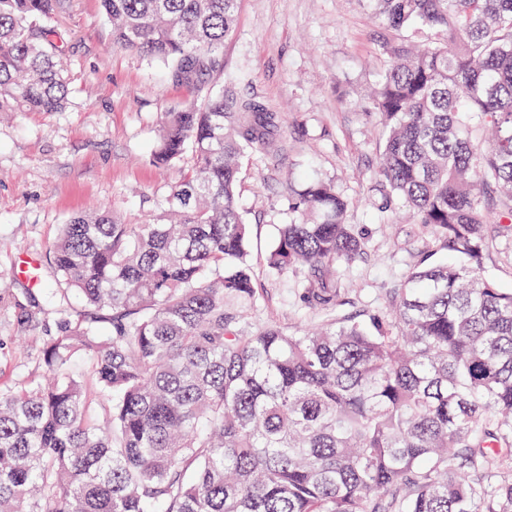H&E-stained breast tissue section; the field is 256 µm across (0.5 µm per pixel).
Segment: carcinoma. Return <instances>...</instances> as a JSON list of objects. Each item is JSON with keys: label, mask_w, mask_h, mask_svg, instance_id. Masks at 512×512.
Here are the masks:
<instances>
[{"label": "carcinoma", "mask_w": 512, "mask_h": 512, "mask_svg": "<svg viewBox=\"0 0 512 512\" xmlns=\"http://www.w3.org/2000/svg\"><path fill=\"white\" fill-rule=\"evenodd\" d=\"M58 2L0 0L1 112L65 108ZM369 2L391 33L368 92L379 212L401 204L457 260L414 267L366 324L331 317L330 271L367 241L336 186L305 176L268 267L330 319L251 326L237 187L278 151L275 117L198 80L238 0H103L114 45L194 86L150 155L194 164L157 222L99 208L60 225L61 287L13 297L25 328L54 307L57 333L53 379L0 391V512H512V291L479 267L486 225L512 227V0Z\"/></svg>", "instance_id": "1"}]
</instances>
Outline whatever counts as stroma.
<instances>
[{"label": "stroma", "instance_id": "stroma-1", "mask_svg": "<svg viewBox=\"0 0 512 512\" xmlns=\"http://www.w3.org/2000/svg\"><path fill=\"white\" fill-rule=\"evenodd\" d=\"M56 23L72 64L71 94L60 112L0 114V390L35 383L56 317L21 329L12 297L54 281L58 227L76 214L107 207L130 224L156 218V204L178 184L193 157L160 170L150 162L163 113L186 104L190 85L165 67L113 46L100 0H63ZM387 33L367 0H240L231 35L207 75L214 89L260 100L275 116L285 146L275 158L246 162L237 197L251 226L255 326L294 330L319 324L323 312L299 302L297 278L271 271L266 258L279 225L289 223L286 183L310 172L333 182L349 202L347 223L361 229L368 256L333 269L341 290L336 314L364 318L385 292L423 261L453 255L401 207L377 210L372 190L380 118L364 90L380 64ZM482 273L512 290V233L490 230Z\"/></svg>", "mask_w": 512, "mask_h": 512}]
</instances>
